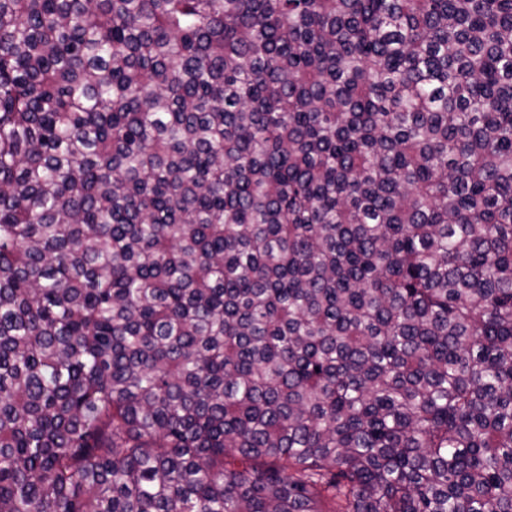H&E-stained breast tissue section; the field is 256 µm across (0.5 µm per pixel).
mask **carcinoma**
Segmentation results:
<instances>
[{"label": "carcinoma", "instance_id": "1", "mask_svg": "<svg viewBox=\"0 0 512 512\" xmlns=\"http://www.w3.org/2000/svg\"><path fill=\"white\" fill-rule=\"evenodd\" d=\"M0 512H512V0H0Z\"/></svg>", "mask_w": 512, "mask_h": 512}]
</instances>
